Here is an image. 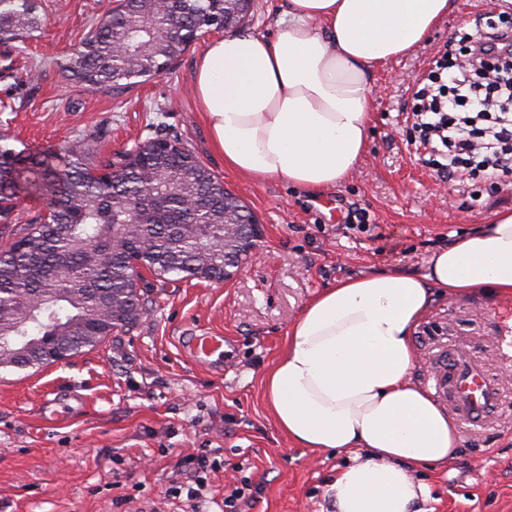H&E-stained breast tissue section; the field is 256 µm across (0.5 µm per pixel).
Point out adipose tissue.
Here are the masks:
<instances>
[{
	"label": "adipose tissue",
	"mask_w": 512,
	"mask_h": 512,
	"mask_svg": "<svg viewBox=\"0 0 512 512\" xmlns=\"http://www.w3.org/2000/svg\"><path fill=\"white\" fill-rule=\"evenodd\" d=\"M453 0H288L277 33L208 41L194 94L230 169L310 191L354 175L370 137L372 75L426 41ZM512 295V211L435 250L424 272L341 280L313 297L265 379L288 439L352 462L327 489L333 512H423L412 468L456 458L454 418L413 378V334L434 293Z\"/></svg>",
	"instance_id": "adipose-tissue-1"
}]
</instances>
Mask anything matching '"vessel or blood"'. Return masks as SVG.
<instances>
[{
  "label": "vessel or blood",
  "instance_id": "obj_1",
  "mask_svg": "<svg viewBox=\"0 0 512 512\" xmlns=\"http://www.w3.org/2000/svg\"><path fill=\"white\" fill-rule=\"evenodd\" d=\"M420 342L431 358L425 381L435 395L468 424L478 425L493 419L499 408V389L473 357L460 347L449 346L447 332L435 322L424 327ZM223 344L220 335L197 336L188 345L189 355L200 362Z\"/></svg>",
  "mask_w": 512,
  "mask_h": 512
}]
</instances>
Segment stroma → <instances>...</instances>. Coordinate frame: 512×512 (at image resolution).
<instances>
[{
	"mask_svg": "<svg viewBox=\"0 0 512 512\" xmlns=\"http://www.w3.org/2000/svg\"><path fill=\"white\" fill-rule=\"evenodd\" d=\"M110 0H35L41 21L26 43H0V67L33 68L17 86L0 77V134L33 148L65 146L95 131L99 149L119 153L162 125L195 153L265 227L245 274L224 284L150 280L148 313L68 362L0 368V512H222L224 489L260 486L248 512H331L326 494L346 452H314L288 440L267 405L264 379L308 300L336 281L401 269L423 271L429 253L479 228L491 211L512 209V185L443 181L423 164L403 110L417 79L454 33L475 31L484 0L455 7L408 56L375 72L367 154L344 185L311 192L280 178L254 179L224 167L193 91L197 40L168 72L121 95L67 83L57 67L76 50ZM364 209L367 229L354 228ZM426 320L467 342L500 391L497 416L460 425L462 455L419 470L426 512H512V296L435 295ZM223 335L226 358L193 363L179 338ZM52 396L67 418L43 410ZM215 449L202 501L173 496L181 461Z\"/></svg>",
	"mask_w": 512,
	"mask_h": 512,
	"instance_id": "1",
	"label": "stroma"
}]
</instances>
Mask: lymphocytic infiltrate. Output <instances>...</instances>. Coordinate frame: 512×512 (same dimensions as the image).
<instances>
[{
  "mask_svg": "<svg viewBox=\"0 0 512 512\" xmlns=\"http://www.w3.org/2000/svg\"><path fill=\"white\" fill-rule=\"evenodd\" d=\"M467 53L453 64L443 55L411 97L406 121L445 178L470 166L482 178H512V26L487 22L459 32Z\"/></svg>",
  "mask_w": 512,
  "mask_h": 512,
  "instance_id": "obj_1",
  "label": "lymphocytic infiltrate"
}]
</instances>
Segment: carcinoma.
<instances>
[{
	"mask_svg": "<svg viewBox=\"0 0 512 512\" xmlns=\"http://www.w3.org/2000/svg\"><path fill=\"white\" fill-rule=\"evenodd\" d=\"M34 0H0V43H23L39 22ZM246 15L225 0H126L93 24L58 64L79 87L116 95L161 74L202 34L235 29ZM0 76L31 82L11 65ZM96 133L61 148H17L0 135V224H17L15 201L43 207L0 251V339L13 343L0 367H43L134 326L148 298L136 269L158 278L224 280V208L242 223L253 212L227 199L224 181L181 142L156 131L114 156L90 154Z\"/></svg>",
	"mask_w": 512,
	"mask_h": 512,
	"instance_id": "obj_1",
	"label": "carcinoma"
}]
</instances>
